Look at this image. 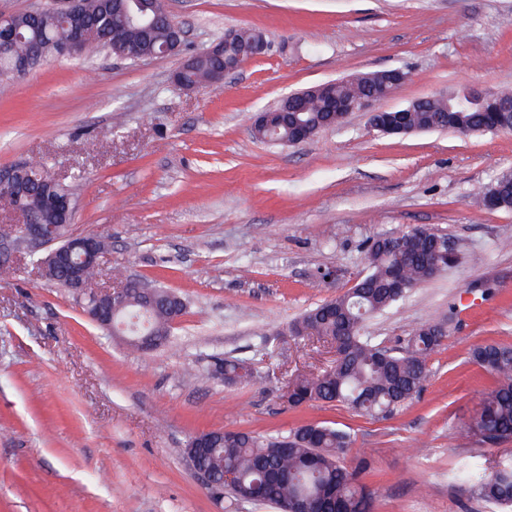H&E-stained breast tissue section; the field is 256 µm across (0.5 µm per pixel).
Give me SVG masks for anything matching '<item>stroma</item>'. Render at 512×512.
Here are the masks:
<instances>
[{"label": "stroma", "mask_w": 512, "mask_h": 512, "mask_svg": "<svg viewBox=\"0 0 512 512\" xmlns=\"http://www.w3.org/2000/svg\"><path fill=\"white\" fill-rule=\"evenodd\" d=\"M186 36L140 62L103 53L0 78V167L46 163L75 203L73 229L108 244L103 269L177 293L186 310L164 346L142 352L93 323L36 258L0 257V512H275L204 490L183 455L196 434L276 436L325 422L368 457L374 512H493L451 475L477 457L512 461L465 423L493 378L474 345H512V211L472 205L512 169V133L374 131L363 112L297 146L256 139L253 116L288 93L400 68L386 101L512 89V0H166ZM258 28L268 53L222 87L185 91L173 73L226 30ZM422 225L455 263L369 335L397 345L443 325L423 390L394 416L299 409L284 383L336 358L286 335L306 310L351 288L367 239ZM332 279H323L324 271ZM251 360L228 386L213 356Z\"/></svg>", "instance_id": "1"}]
</instances>
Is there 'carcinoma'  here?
Instances as JSON below:
<instances>
[{"instance_id":"cac0c4a2","label":"carcinoma","mask_w":512,"mask_h":512,"mask_svg":"<svg viewBox=\"0 0 512 512\" xmlns=\"http://www.w3.org/2000/svg\"><path fill=\"white\" fill-rule=\"evenodd\" d=\"M86 29L79 54L90 58L102 50L133 61L156 53L178 29L171 16H165L150 30L131 26L121 39L112 37L116 20L112 19V0H82ZM19 33L11 47L0 56V66L8 71L16 62L33 70L53 58L61 57L62 47L72 33L68 22L50 7L33 17L14 18ZM255 29L240 28L235 39L225 43L222 55L207 48L192 57L191 65L179 71V81L203 84L225 64H237ZM368 87L360 75L355 79L330 84L328 92L350 100L362 96ZM447 108L442 98L425 103L409 114V123L425 131L448 129L461 133H498L512 131V114L487 112L475 108L469 112H450L448 121H440ZM329 118L321 100L309 101L298 119L320 132ZM23 178L37 189L66 194L59 183L49 181L43 163L22 166ZM474 203L486 208L491 198L500 210H512V180L498 176L490 185L477 189ZM435 233L423 226L410 227L369 241L365 268L354 286L328 300L295 321L288 329L291 336L315 338L336 347L337 357L330 368L319 374L304 375L289 382L292 391L288 405L299 408L312 402L339 403L372 418L393 414L414 399L430 376L429 360L444 344L446 330L436 324L421 325L408 333L404 344L390 348L374 341L365 330L366 322L403 300L414 289L448 267L431 266ZM113 333L126 337L127 344L139 348L143 336H153L156 346L169 341L172 323L183 314L184 303L169 290L156 287L152 300L136 285L124 289L119 301ZM470 360L496 379L482 394L479 410L466 424L469 433L487 443L512 439V347L484 343L470 350ZM227 383L252 376L251 365L241 359L216 358ZM209 447L197 452L195 465L224 481V492L236 500L272 505L279 512H373V498L362 483L367 470L364 460L349 468L345 456L350 435L326 423H308L281 437H266L252 431L209 432ZM453 482L470 496L492 506L512 509V465L493 470L479 460L463 463L453 474Z\"/></svg>"}]
</instances>
